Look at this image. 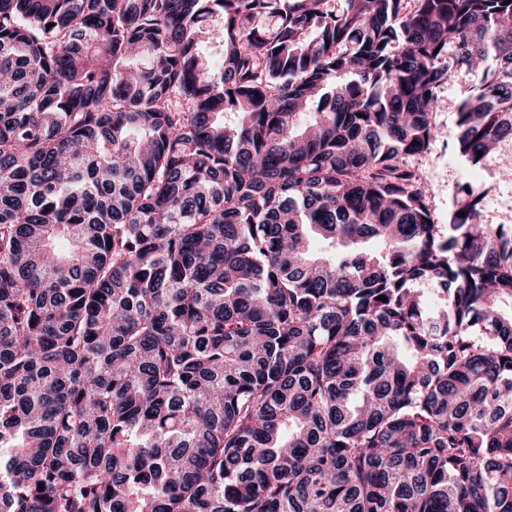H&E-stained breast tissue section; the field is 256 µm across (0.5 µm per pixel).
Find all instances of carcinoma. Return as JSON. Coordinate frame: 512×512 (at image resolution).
Here are the masks:
<instances>
[{
    "instance_id": "obj_1",
    "label": "carcinoma",
    "mask_w": 512,
    "mask_h": 512,
    "mask_svg": "<svg viewBox=\"0 0 512 512\" xmlns=\"http://www.w3.org/2000/svg\"><path fill=\"white\" fill-rule=\"evenodd\" d=\"M328 4L0 0V512H512V0ZM470 84L463 71L452 72L448 82L439 91L437 111L433 114L436 135L429 150L412 159L413 166L422 170L430 182L433 193L429 198L430 209L439 224L448 223V209L459 183L470 182L483 192L485 224H512V180H503L492 159L471 169L453 152L457 136L456 107Z\"/></svg>"
}]
</instances>
